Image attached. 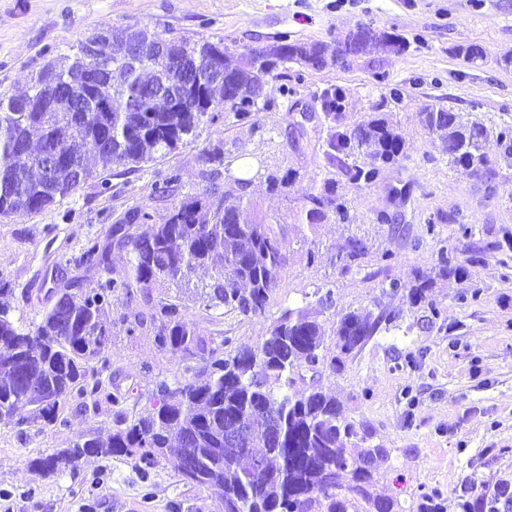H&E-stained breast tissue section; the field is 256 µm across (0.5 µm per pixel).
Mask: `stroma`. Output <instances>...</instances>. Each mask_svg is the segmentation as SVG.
Returning <instances> with one entry per match:
<instances>
[{
    "label": "stroma",
    "mask_w": 512,
    "mask_h": 512,
    "mask_svg": "<svg viewBox=\"0 0 512 512\" xmlns=\"http://www.w3.org/2000/svg\"><path fill=\"white\" fill-rule=\"evenodd\" d=\"M101 24L225 38L241 52L280 36L332 46L367 25L401 35L408 47L370 50L344 69L288 64L270 80L268 104L252 120L226 116L164 160L104 185L90 182L43 213L0 220V279L13 290L17 324L39 322L42 305L32 295L53 273L82 289L97 288L109 269L81 265L85 244L105 236L116 215L132 206H152L163 218L167 206L154 201L153 189L170 172L180 177L173 199L204 193L210 183L201 153L220 142L230 165L218 180L221 190L239 192L237 166L251 163L257 176L247 195L288 242L290 260L263 314L191 305L202 334L256 344L286 308L316 305L327 290L333 303L319 315L326 347H334L332 331L345 313H392L380 332L344 357L341 371L315 376L365 446L388 450L377 464L378 493L396 500L398 512H417L421 494L431 492L443 512H460L461 488L512 477V250L489 248L512 231V157L487 143L490 168L472 177L449 164L416 117L424 106H445L470 113L493 133L512 125V0H0V96L25 91L43 66L74 54ZM468 44L483 48L482 61L458 55ZM328 89L341 92L347 125L382 113L403 134L405 155L375 181L344 186L348 221L312 227L296 214L325 176L326 132L302 115L320 111ZM268 168H292L299 176L286 192L270 196L260 178ZM465 225L472 235L461 249ZM354 235L364 237L368 250L348 264L345 244ZM446 248L465 267L463 279L436 280L429 302L420 304L389 288L393 278L437 265ZM174 292L161 281L147 300L109 298L111 341L93 376L107 392L119 391L120 406L99 394L72 398L51 423L20 427L0 420V512H222L215 497L165 462L144 473L134 458H93L55 478L29 465L86 432H112L119 417L148 407L160 382L183 379L193 359L162 348L156 327L131 333L126 324L149 312L150 301Z\"/></svg>",
    "instance_id": "35a3bbf8"
}]
</instances>
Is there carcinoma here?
<instances>
[{"label": "carcinoma", "instance_id": "carcinoma-1", "mask_svg": "<svg viewBox=\"0 0 512 512\" xmlns=\"http://www.w3.org/2000/svg\"><path fill=\"white\" fill-rule=\"evenodd\" d=\"M370 33L397 53L407 49L398 35ZM163 40L146 27L103 24L86 37L97 46L103 76L75 83L83 67L79 47L74 55L45 65L24 94L0 97V219L22 211L41 213L90 181L105 185L115 166L134 171L157 162L228 113L239 122L250 119L258 80L277 77L289 62L319 70L348 64V58L328 53L318 42L278 37L264 56L251 57L237 54L223 38L176 36L170 41L182 56L224 58V81L208 89L211 111L199 110L191 95L155 112L131 109L127 103L141 92V76L125 55L129 44L143 49L139 67L157 70V78L178 89L179 72L151 52ZM338 98L332 90L322 98L327 173L298 212V220L311 226L343 215L341 178L371 183L405 153L404 138L382 117L371 115L342 127ZM417 119L428 135L446 145L449 164L478 177L486 172L482 142L490 131L484 124L443 107H428ZM356 154L364 165L348 163ZM52 156L55 165L48 168ZM203 162L204 178L215 183L226 168L224 144L204 150ZM296 176L290 168L269 171L267 189L278 193ZM114 250L129 255L123 269L112 271L94 291L55 284L40 322L30 329L15 323L6 301L12 289L0 286V417L14 418L18 425L52 422L73 394L100 393L102 381L90 385L88 376L90 363L106 360L112 336L110 294L130 296L137 289L149 301L159 280L175 286L177 295L155 303L149 315L135 317L127 331L155 324L161 346L203 366L173 387L161 383L151 407L131 421L120 417L107 438L85 433L69 447L31 460L32 467L51 477L77 470L88 458L131 456L146 472L164 460L183 480L220 498L224 512H394V502L376 492L372 467L374 458L388 456L386 449L359 445L358 432L335 396L317 385L297 387L305 368L340 370L341 355L365 344L391 315L345 314L333 329L338 355L325 346V328L307 306L285 310L251 347H234L228 337L218 345L206 339L185 313L184 298L206 310L256 316L264 312L288 262L285 240L251 200L215 188L172 202L160 224L146 205L127 209L105 237L88 241L82 259L105 266ZM366 251V240L352 236L345 259L354 262ZM464 275L465 268L447 256L430 272L407 282L392 279L389 287L406 288L421 302L436 279ZM260 415L273 421L276 435L259 428L237 444L224 440L225 428L234 423L249 427ZM180 433L189 435L191 443H183ZM187 454L194 462L189 477L180 466ZM258 457L271 469L258 470Z\"/></svg>", "mask_w": 512, "mask_h": 512}]
</instances>
